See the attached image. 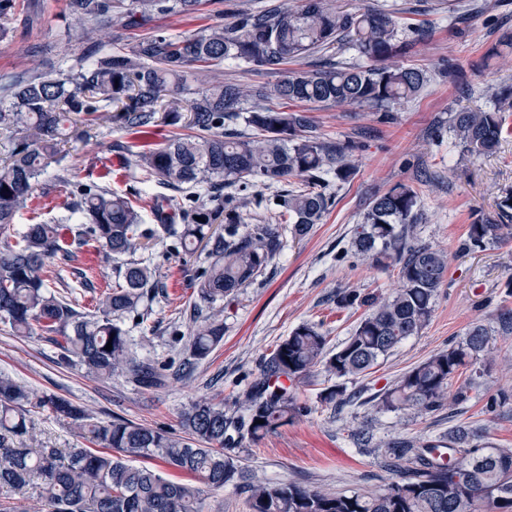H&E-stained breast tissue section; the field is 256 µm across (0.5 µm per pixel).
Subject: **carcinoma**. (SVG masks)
<instances>
[{
	"instance_id": "carcinoma-1",
	"label": "carcinoma",
	"mask_w": 512,
	"mask_h": 512,
	"mask_svg": "<svg viewBox=\"0 0 512 512\" xmlns=\"http://www.w3.org/2000/svg\"><path fill=\"white\" fill-rule=\"evenodd\" d=\"M64 5L76 20L79 38L101 46L97 33L106 20L135 31L157 15L192 13L201 0H64ZM16 12V0H0V38L7 33L4 22ZM416 42L386 9L350 11L336 6V0H297L241 13L226 26L194 34L155 30L137 35L75 73L36 72L4 85L0 149L8 159L0 163V323L18 336L46 339L65 363L95 378L126 373L144 388L162 385L157 368L134 357L122 328L124 317L145 315V300L159 288L141 263L122 260L135 253L140 240L155 237L142 210L106 185H82L72 193L68 215L15 229L29 196L48 168L60 162L65 124L80 121L89 127L106 119L144 138L161 124H178L181 112H187L185 127L191 133L158 148L143 143L135 166L174 190L205 188L191 196L188 207L166 214L168 223L161 228L186 248L212 240L197 288L199 299L212 306L236 297L282 248L280 225H243L234 197L223 205L224 233L212 232L218 218L213 203L224 188L245 189L252 179L270 185L294 182L277 195L276 206L292 237L304 239L334 203L330 182L354 177L359 145L312 134L310 116L294 105H357L387 112L412 100L428 81L424 71L401 62ZM343 48L354 51L360 62L329 61L314 70L287 71L271 87L215 80L214 71L226 60L261 72ZM190 78L197 88L183 106L179 95ZM272 97L291 108L265 107ZM239 120L251 133L237 132ZM504 125L503 109L495 107L455 112L448 129L463 152L490 155L499 147ZM511 200L512 189L503 191L494 212L469 225L464 250L512 240ZM422 222L419 193L412 185L399 182L374 196L357 231L354 254L372 268L396 269L398 288L386 297L338 291L337 308L364 309L345 342L331 349L318 327L297 326L265 359L260 376L239 401L244 415L236 419L222 403L195 401L181 414L185 439L121 418L99 420L54 393L33 401L25 386L0 373V489L23 497L40 486L49 512H203L199 488L164 478L151 466L158 461L214 490L241 481L249 512H512V448L482 445L478 433L464 424L446 443H393L385 458L395 478L378 493L254 480L224 448L231 429L258 441L307 411L286 382L320 368L336 377L323 400L341 403L351 398L345 381L369 374L426 326L448 255L410 239L411 229ZM67 232L122 260L118 281L93 313L55 290L48 275L52 261L72 258ZM193 325L190 352L201 361L223 339L224 321L199 311ZM109 342L112 350L107 351ZM491 354L488 331L475 325L464 339L403 373L373 401L421 414L463 404L470 400L474 380L453 392L449 382ZM28 405L67 422L92 447H29Z\"/></svg>"
}]
</instances>
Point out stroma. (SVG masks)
Segmentation results:
<instances>
[{
  "instance_id": "obj_1",
  "label": "stroma",
  "mask_w": 512,
  "mask_h": 512,
  "mask_svg": "<svg viewBox=\"0 0 512 512\" xmlns=\"http://www.w3.org/2000/svg\"><path fill=\"white\" fill-rule=\"evenodd\" d=\"M22 8L0 39V81L32 70L76 71L87 56L61 0H20ZM350 8L382 6L400 23L423 34L406 63L429 77L425 89L410 102L380 113L356 105L312 107L308 113L317 135L331 141L354 140L362 148L354 156L352 180L335 187L334 204L320 224L302 241L287 240L268 268L239 293L222 314L224 338L202 361L190 356L198 304V276L208 264L209 243L185 250L158 233L136 252L166 289L153 300L144 318L123 321L138 358L158 367L164 385L144 388L128 375L99 380L76 366L58 364L54 346L39 336H14L0 324V370L34 395L54 393L80 404L102 420L124 418L184 437L182 411L197 399L223 402L227 414L238 413L237 397L259 376L262 363L298 325H319L337 346L351 335L362 313L337 308L336 291L350 287L363 293L388 295L398 286L393 270L353 263L355 230L371 198L394 184H413L421 197L424 223L415 225V242L448 254V274L435 311L418 335L409 337L373 369L348 381L353 398L337 406L322 402L329 387L325 374L294 383L292 392L309 408L275 433L253 441L235 436L230 445L239 465L265 482L294 481L309 487L342 491H381L392 474L381 465V451L399 438L438 440L459 424L482 431L498 448H512V403L490 410L487 402L499 391L512 393V335L498 330L500 309H512V295L503 285L512 278V242L465 252L461 244L469 225L482 213L494 211L502 189L512 186V111L505 133L491 155L462 154L452 133L434 143L431 133L448 122L450 113L488 109L498 103L497 92L512 87V55L486 59L485 53L512 32V0H345ZM264 0H204L197 13L155 17L148 30L193 34L216 21L231 23L238 11L254 10ZM61 153L71 184L100 182L111 177L112 189L132 201L141 194L164 195L180 204L182 192L146 177L133 163L140 143L136 135L100 123L91 131L82 126L66 130ZM71 200L69 186L35 191L18 218L19 224L63 215ZM117 261L105 250L79 248L75 262L59 265L58 289H74L81 306L95 309L115 282ZM88 271L93 289L83 288L79 271ZM484 326L491 339L493 360L478 364L479 390L467 404L446 406L430 414L415 410L376 409L373 394L390 387L406 370L448 344L461 341L474 325ZM33 447L74 448L83 440L76 430L48 412L33 416ZM374 435L375 453L355 448L352 431Z\"/></svg>"
}]
</instances>
